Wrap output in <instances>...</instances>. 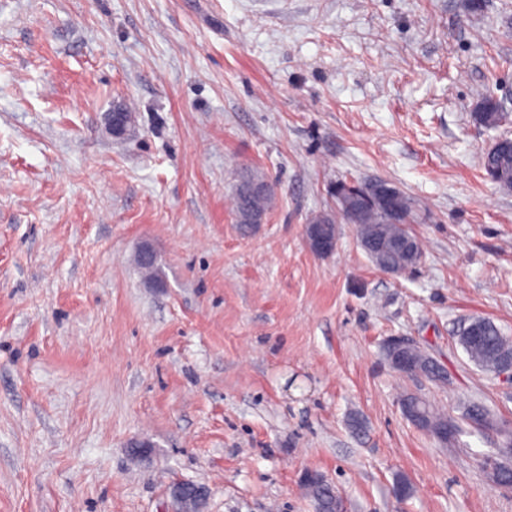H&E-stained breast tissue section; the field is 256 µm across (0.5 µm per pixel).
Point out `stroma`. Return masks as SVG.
Wrapping results in <instances>:
<instances>
[{
	"instance_id": "35a3bbf8",
	"label": "stroma",
	"mask_w": 512,
	"mask_h": 512,
	"mask_svg": "<svg viewBox=\"0 0 512 512\" xmlns=\"http://www.w3.org/2000/svg\"><path fill=\"white\" fill-rule=\"evenodd\" d=\"M484 86L512 113V0H0V512H174L179 482L205 512H316L307 472L347 512H512L496 432L448 448L400 405L512 423L456 341L512 336V189L480 166L512 123L476 121ZM251 174L273 197L246 232ZM372 178L418 205L398 275L347 221L306 244ZM399 335L447 384L388 363ZM270 191L256 192L251 195H244L242 188L233 197V210L240 219L241 228L244 231L253 226L247 219L249 213L264 215L268 211L272 201Z\"/></svg>"
}]
</instances>
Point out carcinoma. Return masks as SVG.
Here are the masks:
<instances>
[{
  "label": "carcinoma",
  "instance_id": "obj_1",
  "mask_svg": "<svg viewBox=\"0 0 512 512\" xmlns=\"http://www.w3.org/2000/svg\"><path fill=\"white\" fill-rule=\"evenodd\" d=\"M475 114L481 123L493 127L500 126L507 119L500 102L488 89L478 92ZM481 166L492 182L506 189L512 187L511 145L502 144L489 149L481 157ZM361 191L360 186L349 187L346 199L337 202L336 212L324 213L312 219L311 223L328 224L331 229H336L337 219H347L346 201L353 195H360ZM271 201L269 191L251 195L237 191L233 197V210L240 219L241 228L249 229L247 215L264 214L270 208ZM399 207L405 217L402 226L376 202H367L361 207V224L358 225L361 246L371 262L380 269H412L420 263L423 255L421 243L408 227L413 218L414 203L408 196L403 195L399 200ZM456 339L469 361L487 372H496L500 359L507 355L512 356V336L505 335L493 322L484 318L470 320L459 330ZM409 366V378L419 376L435 383L448 382V373L444 367L439 362L428 359L421 349L412 353ZM402 406L413 409V412L406 413L408 420L436 438L448 439V444L452 446L459 442V437L463 434L498 428L496 415L481 401L470 402L460 421L413 394L402 397ZM502 435V441L483 456V465L491 481L498 486L507 487L512 486V430L504 428ZM304 487L317 505L318 512H343V499L322 475L306 473Z\"/></svg>",
  "mask_w": 512,
  "mask_h": 512
}]
</instances>
